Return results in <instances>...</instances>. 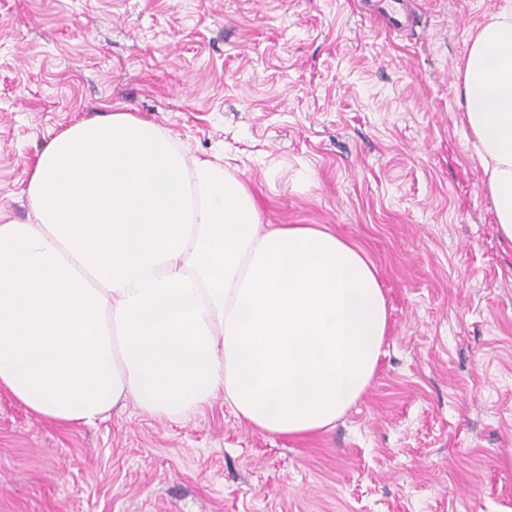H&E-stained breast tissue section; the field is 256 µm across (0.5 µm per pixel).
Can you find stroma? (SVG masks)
<instances>
[{"mask_svg":"<svg viewBox=\"0 0 512 512\" xmlns=\"http://www.w3.org/2000/svg\"><path fill=\"white\" fill-rule=\"evenodd\" d=\"M0 0V214L50 140L106 107L242 179L266 224H323L374 263L389 319L332 429L274 436L223 399L96 426L0 390V512H512V242L458 69L502 0ZM370 16L378 24L389 30L398 31L412 27L417 22V14L408 8L410 0H372Z\"/></svg>","mask_w":512,"mask_h":512,"instance_id":"stroma-1","label":"stroma"}]
</instances>
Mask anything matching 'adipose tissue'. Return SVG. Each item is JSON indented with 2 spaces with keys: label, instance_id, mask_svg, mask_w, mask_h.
Masks as SVG:
<instances>
[{
  "label": "adipose tissue",
  "instance_id": "obj_1",
  "mask_svg": "<svg viewBox=\"0 0 512 512\" xmlns=\"http://www.w3.org/2000/svg\"><path fill=\"white\" fill-rule=\"evenodd\" d=\"M464 120L512 241V0L460 70ZM0 224V388L88 426L135 401L180 421L223 397L260 431L335 426L388 327L375 265L321 224H265L244 182L114 112L60 132Z\"/></svg>",
  "mask_w": 512,
  "mask_h": 512
}]
</instances>
